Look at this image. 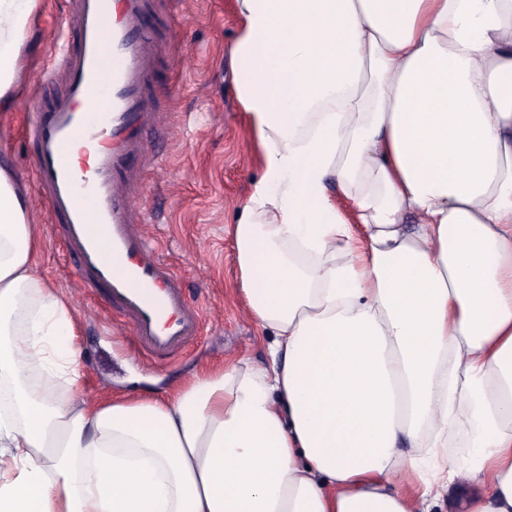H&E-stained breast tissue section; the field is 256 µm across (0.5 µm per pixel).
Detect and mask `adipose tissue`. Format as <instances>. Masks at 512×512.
I'll return each instance as SVG.
<instances>
[{"label": "adipose tissue", "mask_w": 512, "mask_h": 512, "mask_svg": "<svg viewBox=\"0 0 512 512\" xmlns=\"http://www.w3.org/2000/svg\"><path fill=\"white\" fill-rule=\"evenodd\" d=\"M235 3L261 154L236 291L268 361L85 399L0 163V512H430L463 486L512 512V0ZM35 5L0 0V96Z\"/></svg>", "instance_id": "obj_1"}]
</instances>
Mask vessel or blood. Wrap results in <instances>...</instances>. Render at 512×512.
Wrapping results in <instances>:
<instances>
[{"mask_svg":"<svg viewBox=\"0 0 512 512\" xmlns=\"http://www.w3.org/2000/svg\"><path fill=\"white\" fill-rule=\"evenodd\" d=\"M154 2L68 0L65 25L75 38L39 77L63 90L27 113L23 133L47 222L83 288L102 294L135 346L160 364L200 336L204 317L147 230L144 173L157 155L141 131L169 126L153 90L162 44L144 22ZM101 85L107 95L87 108ZM77 142L95 150L76 164L64 149Z\"/></svg>","mask_w":512,"mask_h":512,"instance_id":"1","label":"vessel or blood"}]
</instances>
